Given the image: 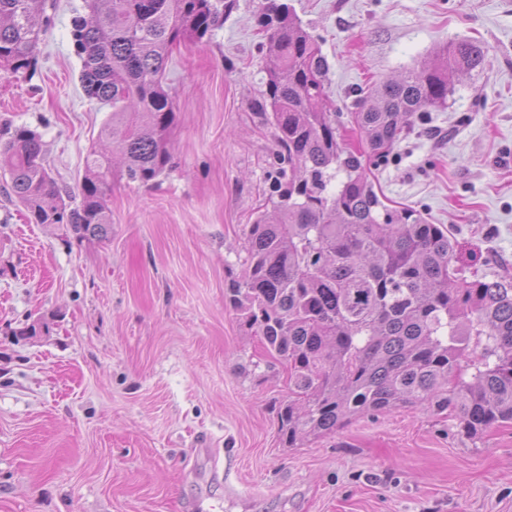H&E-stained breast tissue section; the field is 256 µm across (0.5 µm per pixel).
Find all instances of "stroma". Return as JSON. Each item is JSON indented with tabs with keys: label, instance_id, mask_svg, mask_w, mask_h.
<instances>
[{
	"label": "stroma",
	"instance_id": "1",
	"mask_svg": "<svg viewBox=\"0 0 512 512\" xmlns=\"http://www.w3.org/2000/svg\"><path fill=\"white\" fill-rule=\"evenodd\" d=\"M329 71L342 143L359 90L479 41L482 68L423 113L369 177L385 204L420 211L465 275L512 281V0H287ZM262 0L175 48L171 164L149 186L114 165L107 238L27 223L0 172V512H512V426L478 439L418 408L365 415L282 447L288 373L224 300L243 228L264 209L276 144L256 106L266 76ZM47 0L30 69L0 68V124L36 130L61 189L84 174L112 110L89 99L72 19ZM47 329L31 338L32 322Z\"/></svg>",
	"mask_w": 512,
	"mask_h": 512
}]
</instances>
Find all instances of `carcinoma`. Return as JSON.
Returning a JSON list of instances; mask_svg holds the SVG:
<instances>
[{"instance_id":"1","label":"carcinoma","mask_w":512,"mask_h":512,"mask_svg":"<svg viewBox=\"0 0 512 512\" xmlns=\"http://www.w3.org/2000/svg\"><path fill=\"white\" fill-rule=\"evenodd\" d=\"M44 4L0 0V68L31 66ZM232 6L90 0L73 19L80 81L112 108L100 136L112 140L127 180L149 186L169 167V56L210 35ZM258 26L269 43L260 110L280 150L270 206L244 225L243 270L224 299L288 366V396L275 407L282 447L409 406L448 413L471 439L512 425V283L466 277L441 226L382 203L361 157L338 142L336 113L322 107L327 61L288 4L263 0ZM483 59L481 46L451 40L431 63L360 94L354 121L369 154L389 159L419 114L447 105L452 76ZM0 169L28 223L57 224L78 240L107 237V154H88L74 207L47 171L36 131L0 126Z\"/></svg>"}]
</instances>
